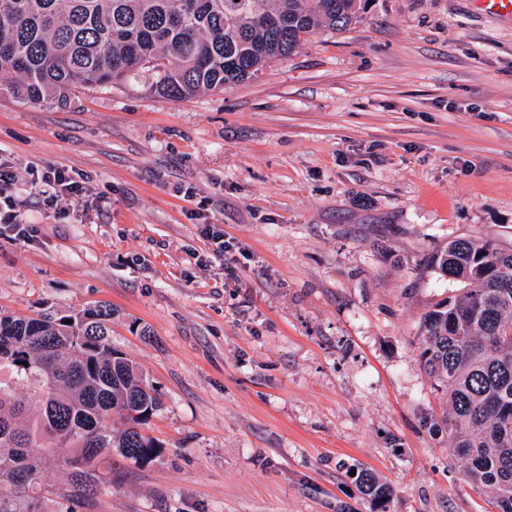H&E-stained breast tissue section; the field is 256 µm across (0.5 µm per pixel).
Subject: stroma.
I'll return each mask as SVG.
<instances>
[{"label":"stroma","mask_w":512,"mask_h":512,"mask_svg":"<svg viewBox=\"0 0 512 512\" xmlns=\"http://www.w3.org/2000/svg\"><path fill=\"white\" fill-rule=\"evenodd\" d=\"M0 155L36 244L0 236V306L112 305V345L158 392L157 448L101 456L78 512H494L420 364L461 294L457 238L512 250V20L470 0H367L256 80L182 100L145 84L65 108L0 97ZM67 169L89 208H43ZM219 224L223 255L200 234ZM358 486L362 495L369 498L370 502L374 504H383L390 495V489L386 484L376 481L368 474L360 473Z\"/></svg>","instance_id":"stroma-1"}]
</instances>
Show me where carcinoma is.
Masks as SVG:
<instances>
[{
  "label": "carcinoma",
  "mask_w": 512,
  "mask_h": 512,
  "mask_svg": "<svg viewBox=\"0 0 512 512\" xmlns=\"http://www.w3.org/2000/svg\"><path fill=\"white\" fill-rule=\"evenodd\" d=\"M361 0H0V95L66 105L77 90H110L142 76L164 100L221 91L263 75L319 30L344 32ZM430 264L465 284L424 314L420 361L446 397L448 451L465 478L512 512V251L460 238ZM112 306L17 318L0 308V512H43L41 463L49 448L69 471L71 501L99 482L96 462L115 450L137 464L156 444L140 425L156 390L112 347ZM41 391L36 421L15 392ZM130 426L112 433V413ZM362 495L386 502L389 487L358 476Z\"/></svg>",
  "instance_id": "1"
}]
</instances>
